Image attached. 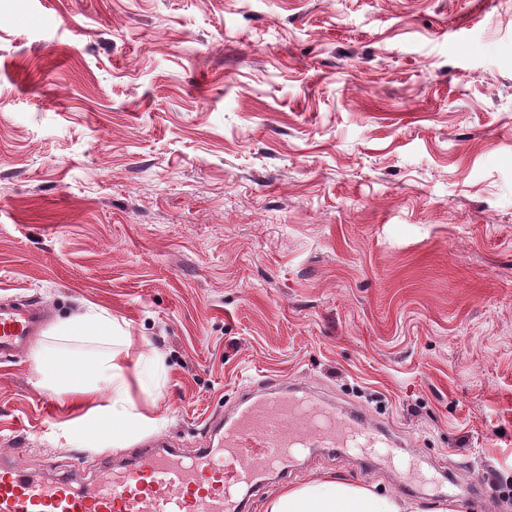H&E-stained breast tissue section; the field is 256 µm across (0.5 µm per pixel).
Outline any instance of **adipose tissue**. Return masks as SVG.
Instances as JSON below:
<instances>
[{"instance_id":"ef3b65f1","label":"adipose tissue","mask_w":512,"mask_h":512,"mask_svg":"<svg viewBox=\"0 0 512 512\" xmlns=\"http://www.w3.org/2000/svg\"><path fill=\"white\" fill-rule=\"evenodd\" d=\"M50 334L63 342L98 345L92 356L63 354L40 345L34 351L37 373L45 386L57 394L90 396L105 392L109 401L88 407L81 422L94 434L106 437L118 430L141 429L151 420L134 403L127 379L128 369H135L139 384L157 385L156 359L140 354L128 363L122 350L129 345V334L111 316L95 306L59 319ZM265 512H457L448 503L438 502L423 509L395 495L341 477L321 475L304 484L289 486L271 498Z\"/></svg>"}]
</instances>
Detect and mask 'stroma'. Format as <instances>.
<instances>
[{
	"instance_id": "1",
	"label": "stroma",
	"mask_w": 512,
	"mask_h": 512,
	"mask_svg": "<svg viewBox=\"0 0 512 512\" xmlns=\"http://www.w3.org/2000/svg\"><path fill=\"white\" fill-rule=\"evenodd\" d=\"M94 305L158 355L98 439L0 361V456L92 477L189 452L276 375L388 422L331 473L512 512V0H0V298Z\"/></svg>"
}]
</instances>
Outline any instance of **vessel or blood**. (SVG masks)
Wrapping results in <instances>:
<instances>
[{"label":"vessel or blood","instance_id":"b4317fda","mask_svg":"<svg viewBox=\"0 0 512 512\" xmlns=\"http://www.w3.org/2000/svg\"><path fill=\"white\" fill-rule=\"evenodd\" d=\"M45 325L39 299L0 302V359L15 357ZM212 434L213 442L193 453L151 448L84 484L1 464L0 512H250L242 489L285 470L302 449L376 448L387 440L379 424L344 419L273 392Z\"/></svg>","mask_w":512,"mask_h":512}]
</instances>
